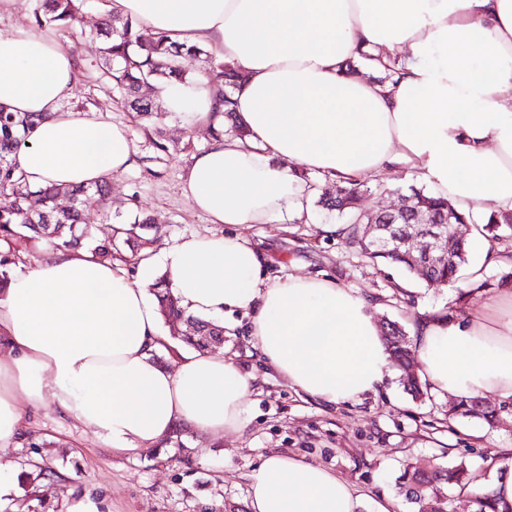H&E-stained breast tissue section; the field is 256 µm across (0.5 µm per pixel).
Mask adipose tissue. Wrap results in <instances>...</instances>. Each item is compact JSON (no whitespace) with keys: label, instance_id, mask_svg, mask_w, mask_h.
Returning a JSON list of instances; mask_svg holds the SVG:
<instances>
[{"label":"adipose tissue","instance_id":"1","mask_svg":"<svg viewBox=\"0 0 512 512\" xmlns=\"http://www.w3.org/2000/svg\"><path fill=\"white\" fill-rule=\"evenodd\" d=\"M177 44L209 46L245 80L233 109L245 140L220 137L182 185L217 232L165 253L168 287L194 315L243 312L264 365L330 404L356 401L389 366L368 300L330 279L262 274L234 227L309 212L312 170L351 181L399 167L463 213L512 211V0H112ZM393 59L383 84L349 75L360 53ZM78 78L61 41L19 25L0 32V107L40 112L17 156L32 187H92L126 171L135 132L66 107ZM180 127H220L207 76L159 85ZM33 268L0 288V447L18 444L26 409L53 402L112 449L155 446L177 423L209 437L243 426L250 380L221 355L181 353L173 368L156 309L120 262L43 240ZM422 377L439 395L512 401V287L461 318L415 329ZM253 512H357L336 474L273 455L247 475Z\"/></svg>","mask_w":512,"mask_h":512}]
</instances>
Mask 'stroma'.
<instances>
[{
	"label": "stroma",
	"mask_w": 512,
	"mask_h": 512,
	"mask_svg": "<svg viewBox=\"0 0 512 512\" xmlns=\"http://www.w3.org/2000/svg\"><path fill=\"white\" fill-rule=\"evenodd\" d=\"M57 39L70 45L78 63V84L71 106L103 111L106 120L136 128L135 159L113 177L107 194L89 197L87 223L106 215L131 223L153 214L161 223L145 235L140 247L153 261L178 239L205 234L212 226L182 195L185 173L199 151L212 141L206 128L186 130L166 116L158 122L170 142L169 153L155 149L139 130L104 76L88 43L63 31ZM387 189L368 186L358 206L375 212L396 205L394 187L429 191V184L400 170ZM338 218L312 210L308 222L237 227L261 252L266 276L310 274L333 279L338 287L366 295L377 321L392 320L414 331L418 319L447 309L456 297L448 285H430L396 269L364 258L345 235L322 236L319 227ZM221 355L233 357L251 377V409L244 427L222 437H200L187 425L171 431L158 446L129 454L105 445L53 401L27 410L19 445L0 451V465L16 468L18 481L0 512H65L71 493L102 500L107 512H252L246 475L276 454L298 455L320 465L368 499L391 498L395 512H410L396 478L405 461H465L473 481L489 478L488 460L512 448V405L494 395L488 405L502 408L497 427L470 419H449L448 398L433 394L415 399L398 368L376 391L360 400L329 405L298 391L287 379L264 366L248 335L247 319L233 313L223 319Z\"/></svg>",
	"instance_id": "obj_1"
}]
</instances>
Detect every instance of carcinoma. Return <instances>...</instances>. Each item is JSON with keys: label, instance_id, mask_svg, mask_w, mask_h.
<instances>
[{"label": "carcinoma", "instance_id": "1", "mask_svg": "<svg viewBox=\"0 0 512 512\" xmlns=\"http://www.w3.org/2000/svg\"><path fill=\"white\" fill-rule=\"evenodd\" d=\"M84 4L85 0H39L33 12L34 24L39 28L56 26L86 38L95 58L112 80L113 90L145 123H152L160 108L154 101L142 98L141 89L171 79L188 80L180 65V57L186 52L204 56L206 74L213 83L218 101L224 105V118L227 119L228 127L211 129L212 136L227 134L241 139L247 136L246 129L231 108V94L245 78L237 67L215 61L208 51L197 45H175L162 36H157L145 44L141 38V24L128 16L107 13L100 19L96 31L88 34L82 29ZM40 118L42 115L39 113L18 115L0 109V194L8 198L0 206V241L16 252L27 251L40 238L57 239L65 246L76 247L93 237L92 227L84 223L80 209L83 197L88 195L89 189H61L55 186L31 189L18 177V148L26 131ZM329 182L331 178L325 174L311 182L312 189L318 192L316 203L345 218V233L349 239L357 242L360 225L369 222V217L354 205L359 183L338 181L336 194L331 195L321 190V185ZM61 195L69 197V207H58L56 200ZM411 198L419 210L435 224H446L451 219L473 225L479 235L492 240L512 236V212L493 214L485 219L471 213H461L450 202L416 189L412 191ZM157 223L159 220L150 215L139 218L132 224L115 222L108 216L103 219L100 227L104 240L95 245L93 251L103 259L122 262L125 260V251L134 250L139 237L138 230ZM362 249L369 258L379 260L384 265L406 274L414 267L415 258L407 252H390L367 242L362 244ZM468 256L467 239L459 237L450 241L448 258L431 264L426 281L450 284L457 289L458 297H463L467 289L474 286L473 282L461 275ZM153 292L165 321L184 325V344L203 351L207 346L200 337L224 334V327L218 323L186 313L170 293L166 278L162 277L153 284ZM385 336L390 357L402 371L405 388L412 396L422 397L424 392L420 379L416 374L408 372L413 363L405 330L397 323L390 322L387 324ZM454 418L477 419L493 428L500 420V410L485 405L479 397H470L458 401L448 410V419ZM470 485L469 470L463 461L439 464L435 470L429 472L421 470L416 463L407 462L402 465L397 478L399 493L412 505L413 512H426L428 509L431 512H450L452 494L465 492Z\"/></svg>", "mask_w": 512, "mask_h": 512}]
</instances>
